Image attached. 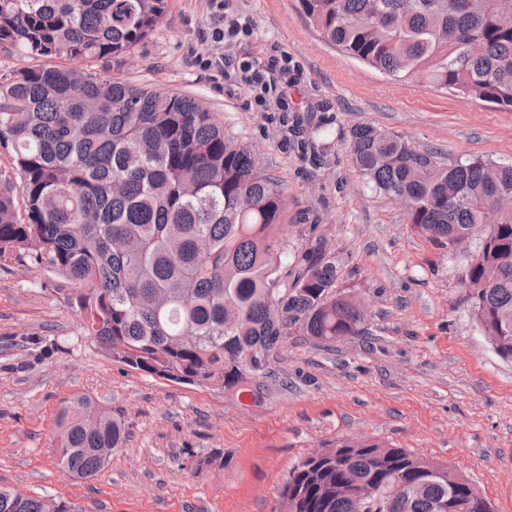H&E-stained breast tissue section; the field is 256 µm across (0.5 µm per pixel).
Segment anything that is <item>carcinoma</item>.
<instances>
[{
	"mask_svg": "<svg viewBox=\"0 0 512 512\" xmlns=\"http://www.w3.org/2000/svg\"><path fill=\"white\" fill-rule=\"evenodd\" d=\"M326 43L396 81L512 108V0H299ZM166 0H0V50L28 58L99 63L25 68L0 83V262L32 265L68 286L85 335L127 368L194 377L240 396L254 393L271 352L291 333L332 347L369 335V312L337 289L322 248L294 256L288 281L280 232L282 194L259 177L252 150L224 135L197 101L111 75L112 62L159 29ZM348 152L373 191L413 200L415 232L438 248L479 234L461 284L493 268L473 318L495 352L512 359V162L445 164L371 124L354 125ZM74 398L58 416L56 455L73 477L95 479L121 447L120 417ZM338 461L295 466L284 489L299 512H353L336 485L403 492L390 512H490L473 481L449 464L372 440L336 441ZM0 512H74L68 501L0 490Z\"/></svg>",
	"mask_w": 512,
	"mask_h": 512,
	"instance_id": "1",
	"label": "carcinoma"
}]
</instances>
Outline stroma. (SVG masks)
<instances>
[{
	"label": "stroma",
	"instance_id": "stroma-1",
	"mask_svg": "<svg viewBox=\"0 0 512 512\" xmlns=\"http://www.w3.org/2000/svg\"><path fill=\"white\" fill-rule=\"evenodd\" d=\"M167 0L158 31L113 75L190 96L252 148L284 196L281 233L296 251L323 242L339 285L369 307L370 334L327 350L290 335L255 395L165 381L115 362L84 335L59 279L0 265V489L57 497L77 512H280V491L309 453L367 436L450 464L494 512H512V360L470 313L465 252L414 232L400 204L366 188L346 148L368 123L454 160L512 161V110L394 81L329 46L298 0ZM223 46L203 40L232 22ZM288 87L222 79L220 52ZM90 396L121 416L126 441L94 480L58 465V414ZM224 464L201 462L212 449Z\"/></svg>",
	"mask_w": 512,
	"mask_h": 512
}]
</instances>
